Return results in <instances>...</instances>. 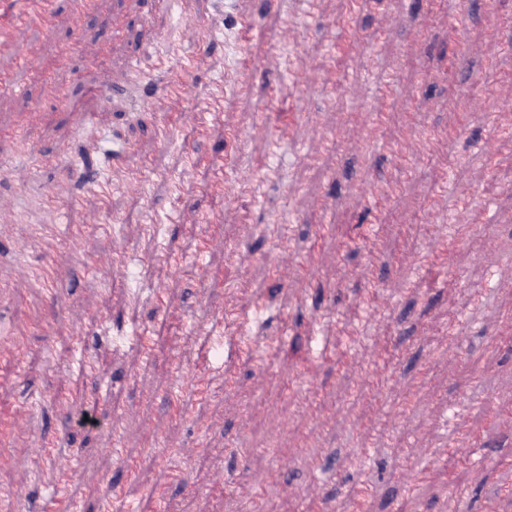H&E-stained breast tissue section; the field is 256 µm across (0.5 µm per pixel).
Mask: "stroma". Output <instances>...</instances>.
<instances>
[{
	"mask_svg": "<svg viewBox=\"0 0 512 512\" xmlns=\"http://www.w3.org/2000/svg\"><path fill=\"white\" fill-rule=\"evenodd\" d=\"M25 2L0 0L9 39L0 46V342L29 315L62 317L75 333L27 336L37 363L0 360V436L11 450L0 487L16 490L25 512L44 499L53 512L74 503L98 512L116 487L111 512L172 501L182 512H265L270 501L301 512L307 496L319 512H342L364 480L373 486L364 512H512V466L503 463L512 457V342L499 339L512 321V33L501 23L512 0H476L457 41L447 10L427 0H364L355 46L345 0H95L90 10L52 0L45 24L24 17ZM283 18L291 24L271 44V23ZM77 39L82 54L66 56ZM30 47L33 67L17 56ZM167 53L191 68L185 94L159 106L171 74L153 60ZM331 55L344 57L349 76L339 90L324 63ZM490 71L500 80L488 122L439 146L457 165L433 219L456 249L436 267L420 234L396 237L431 188L402 181L373 119L413 109V126H389L399 138L454 129ZM387 73L398 77L391 98L373 92ZM218 92L221 112L200 127ZM274 100L277 131L264 123ZM331 135L342 148L330 158ZM143 166L148 180L129 188ZM86 168L111 182L109 203ZM216 169L229 188L220 211L207 180ZM379 174L396 191L374 213L364 187ZM493 180L502 187L483 200ZM49 190L61 208L41 207ZM463 202L492 224L491 241L474 236ZM37 224L59 238L78 224L88 230L78 252H49L33 236ZM349 238L352 250H342ZM116 250L127 260L119 272L109 264ZM18 251L53 266L54 294L21 276ZM489 251L497 266L484 262ZM87 254L98 268L84 264ZM306 255L315 277L295 271ZM369 292L376 313L339 368L332 351L348 342L350 312ZM165 323L182 329L173 349L145 357L138 338ZM382 336L399 360L389 398L409 408L372 420L357 396ZM302 369L336 417L331 430L290 396ZM64 382L72 393L60 401ZM489 396L505 408L495 421L482 408ZM114 419L121 459L109 450ZM47 439L53 455H38ZM157 439L161 458L144 463ZM397 441L413 480L395 471ZM271 445L277 457L254 456ZM202 452L198 471L189 461ZM63 460L76 463L64 482Z\"/></svg>",
	"mask_w": 512,
	"mask_h": 512,
	"instance_id": "1",
	"label": "stroma"
}]
</instances>
